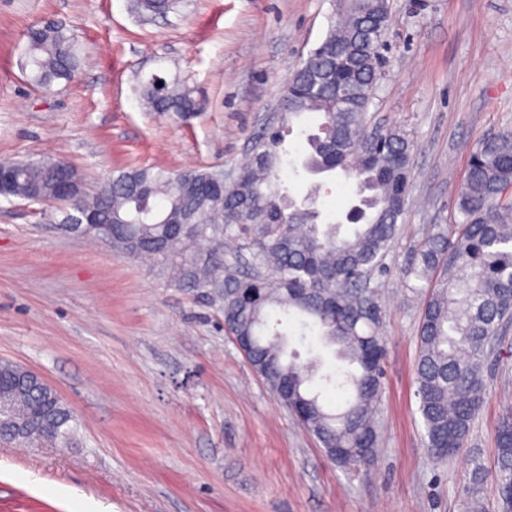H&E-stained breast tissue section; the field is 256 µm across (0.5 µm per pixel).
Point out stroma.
I'll use <instances>...</instances> for the list:
<instances>
[{
  "label": "stroma",
  "mask_w": 512,
  "mask_h": 512,
  "mask_svg": "<svg viewBox=\"0 0 512 512\" xmlns=\"http://www.w3.org/2000/svg\"><path fill=\"white\" fill-rule=\"evenodd\" d=\"M388 49L371 113L416 148L398 238L375 274L386 343L374 461L344 469L256 375L224 331L221 303L171 284L157 264L62 230L51 202L0 197V360L39 373L73 409L67 448L0 443V512H497L495 428L512 406V325L464 447L427 451L415 365L422 302L407 270L427 225L454 218L479 139L512 128V0H389ZM336 0H180L141 16L133 0H0V160L56 156L86 190L130 167L233 170L324 39ZM74 33L81 63L37 89L27 33ZM194 87L189 121L151 111L152 75ZM320 209L344 219L352 182L309 174Z\"/></svg>",
  "instance_id": "stroma-1"
}]
</instances>
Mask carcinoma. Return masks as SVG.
Here are the masks:
<instances>
[{"instance_id":"1","label":"carcinoma","mask_w":512,"mask_h":512,"mask_svg":"<svg viewBox=\"0 0 512 512\" xmlns=\"http://www.w3.org/2000/svg\"><path fill=\"white\" fill-rule=\"evenodd\" d=\"M390 23L389 0H343L326 37L284 83L288 110L281 124L259 133L257 154L239 168V181L206 198L203 223L185 233L168 223L184 201L199 195L205 171L135 168L111 177L105 195L86 194L84 207L106 211L112 246L129 256H150L172 278L193 284L212 275L236 289L224 302V327L253 344L251 367L267 363L261 375L282 395L288 384L302 425L321 444L336 449V464L361 465L378 446L375 415L382 398L385 341L379 332L380 306L374 275L392 249L405 215L414 140L401 127L372 120L369 105L381 77L382 51ZM79 63L73 34L58 29L29 31L23 67L37 86L67 79ZM162 86H157V82ZM196 90L178 80L150 78L143 99L155 112L182 119L198 111ZM307 113L320 117L307 135L303 168L339 171L356 181L359 206L348 224L324 213L316 198L297 203L281 186L286 135ZM15 169L6 199L58 201L42 161H5ZM456 209L460 220L434 224L421 242L410 270L423 306L418 327L415 379L426 448L444 460L454 457L473 431L486 396L485 345L512 322V128L480 140L471 152ZM242 239L264 275L236 276L218 258L195 247L221 234ZM306 317L323 346L347 369L321 372L316 357L304 363L283 360V320ZM23 366L0 361V420L7 442L65 448L76 437L72 409L51 389L41 394L16 381L29 378ZM344 392L342 404L326 405L315 381ZM499 509L512 512V410L496 431Z\"/></svg>"}]
</instances>
